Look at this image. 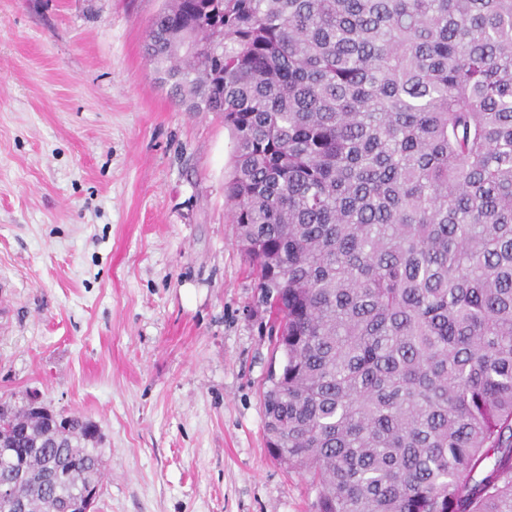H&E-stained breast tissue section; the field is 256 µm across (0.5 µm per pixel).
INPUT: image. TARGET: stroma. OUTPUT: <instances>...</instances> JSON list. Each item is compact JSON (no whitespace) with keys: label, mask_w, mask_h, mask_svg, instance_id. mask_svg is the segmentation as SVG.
<instances>
[{"label":"stroma","mask_w":512,"mask_h":512,"mask_svg":"<svg viewBox=\"0 0 512 512\" xmlns=\"http://www.w3.org/2000/svg\"><path fill=\"white\" fill-rule=\"evenodd\" d=\"M164 5L0 0V398L95 424V512H313L266 445L283 355L228 214L233 136L146 56Z\"/></svg>","instance_id":"stroma-1"}]
</instances>
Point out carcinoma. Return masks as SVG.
Masks as SVG:
<instances>
[{
  "label": "carcinoma",
  "instance_id": "carcinoma-1",
  "mask_svg": "<svg viewBox=\"0 0 512 512\" xmlns=\"http://www.w3.org/2000/svg\"><path fill=\"white\" fill-rule=\"evenodd\" d=\"M147 53L232 131L267 444L315 512H512V0H166ZM56 418L0 403V512L101 484Z\"/></svg>",
  "mask_w": 512,
  "mask_h": 512
}]
</instances>
